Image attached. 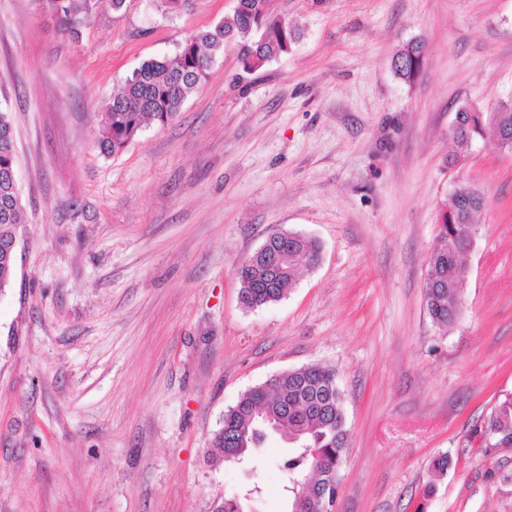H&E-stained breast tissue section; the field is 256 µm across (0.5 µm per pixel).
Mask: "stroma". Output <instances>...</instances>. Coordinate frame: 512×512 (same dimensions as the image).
<instances>
[{"label":"stroma","instance_id":"obj_1","mask_svg":"<svg viewBox=\"0 0 512 512\" xmlns=\"http://www.w3.org/2000/svg\"><path fill=\"white\" fill-rule=\"evenodd\" d=\"M233 6L100 2L75 41L0 0L26 215L0 292V512H284L280 436L247 464L207 454L245 392L310 365L344 395L335 512H512V445L485 432L512 397V157L452 136L460 106L512 96V0H271L292 51L248 75L225 50L174 120L103 154L113 90ZM412 39L406 85L390 61ZM463 183L488 204L443 327L424 274ZM277 232L320 260L245 308L237 267ZM424 62L423 43L410 40L394 53L391 68L400 81L411 84L423 68Z\"/></svg>","mask_w":512,"mask_h":512}]
</instances>
